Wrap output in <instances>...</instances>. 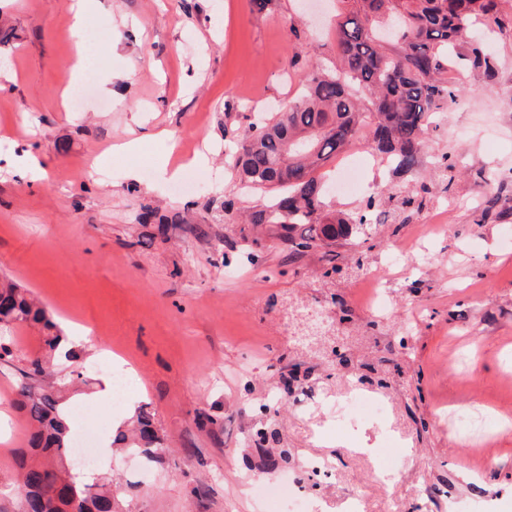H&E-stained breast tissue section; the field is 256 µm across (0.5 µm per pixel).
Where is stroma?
<instances>
[{"mask_svg":"<svg viewBox=\"0 0 512 512\" xmlns=\"http://www.w3.org/2000/svg\"><path fill=\"white\" fill-rule=\"evenodd\" d=\"M73 0H0V281L29 290L61 329L82 324V378L72 405L100 426V477L133 485L128 512H265L249 485L288 478L315 512H512V27L494 30L490 84L457 72L464 89L439 109L422 165L398 175L368 159L367 182L405 192L427 184L420 209L390 216L336 248L384 272L388 311L365 308L358 277L324 284L319 251L289 260L276 239L224 221L239 194L230 153L246 118L288 107L300 92L290 58L336 69L338 0H95L84 18L94 74L72 107L78 62ZM139 139L132 151L122 143ZM31 148L45 169L32 182L7 158ZM206 156L200 187L174 191L171 171ZM466 168L447 180L433 162ZM409 253L390 267L393 249ZM335 299L349 371L384 402V417L336 418L349 386L328 380L327 341L298 342L272 298ZM0 363V512H19L20 461L30 426L16 381L42 350L38 329L14 327ZM127 356L138 386L129 406L150 405L172 453L162 462L115 450L121 413L97 392L102 349ZM301 373L291 387L283 377ZM385 386H378V379ZM281 400L279 414L261 403ZM216 424H209V417ZM277 430L263 461L249 439ZM310 459L333 463L314 475ZM393 486H386V478Z\"/></svg>","mask_w":512,"mask_h":512,"instance_id":"1","label":"stroma"}]
</instances>
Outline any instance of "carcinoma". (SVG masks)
<instances>
[{"instance_id":"1","label":"carcinoma","mask_w":512,"mask_h":512,"mask_svg":"<svg viewBox=\"0 0 512 512\" xmlns=\"http://www.w3.org/2000/svg\"><path fill=\"white\" fill-rule=\"evenodd\" d=\"M336 51L344 67L336 72L307 70L303 93L283 112L250 123L238 142L234 168L240 182L271 193L267 202L242 217L252 243L277 238L293 254L313 248L332 253L359 231L381 223L384 202L422 207L429 188L406 196L376 192L362 210L342 216L324 212L329 161L369 133L368 149L396 173L416 169L426 147L425 134L440 106L458 100L462 88L441 78L445 67L469 66L490 78L496 61L481 42L464 44L479 26L502 27L499 0H340ZM0 323L41 326L44 354L28 360L18 384V403L32 429L30 447L41 459L22 463L18 485L21 512H114L108 484L77 487L70 470L67 413L61 400L72 380L51 361L62 333L45 306L13 285L0 288ZM129 451L149 461L170 448L157 434L153 414L141 405L130 436L120 435Z\"/></svg>"}]
</instances>
